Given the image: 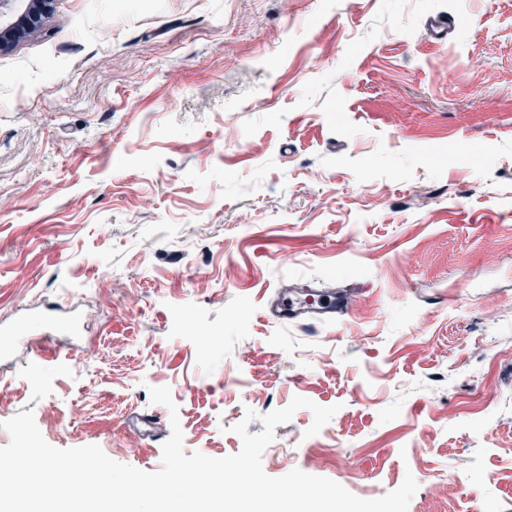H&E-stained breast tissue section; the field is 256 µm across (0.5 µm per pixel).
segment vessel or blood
Returning <instances> with one entry per match:
<instances>
[{
	"instance_id": "obj_1",
	"label": "vessel or blood",
	"mask_w": 512,
	"mask_h": 512,
	"mask_svg": "<svg viewBox=\"0 0 512 512\" xmlns=\"http://www.w3.org/2000/svg\"><path fill=\"white\" fill-rule=\"evenodd\" d=\"M322 302L315 307L299 303L291 288H279L275 298L266 306V316L273 321H310L324 323L342 317L358 299L359 289L344 287L338 290H322Z\"/></svg>"
}]
</instances>
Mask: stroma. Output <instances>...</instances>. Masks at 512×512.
I'll use <instances>...</instances> for the list:
<instances>
[{
    "mask_svg": "<svg viewBox=\"0 0 512 512\" xmlns=\"http://www.w3.org/2000/svg\"><path fill=\"white\" fill-rule=\"evenodd\" d=\"M283 279L361 297L273 323ZM54 306L77 334L31 366ZM22 319L0 424L54 447L157 472L172 419L220 458L302 396L339 410L277 426L269 476L512 512V0H53L0 51V329Z\"/></svg>",
    "mask_w": 512,
    "mask_h": 512,
    "instance_id": "obj_1",
    "label": "stroma"
}]
</instances>
